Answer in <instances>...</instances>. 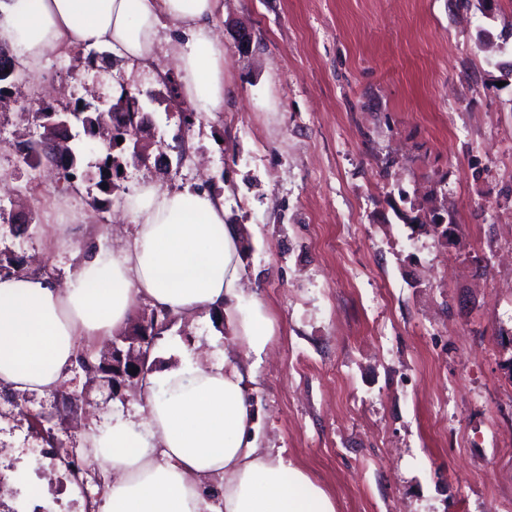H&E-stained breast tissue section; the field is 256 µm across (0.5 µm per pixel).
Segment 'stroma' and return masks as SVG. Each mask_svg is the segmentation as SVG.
I'll use <instances>...</instances> for the list:
<instances>
[{
	"mask_svg": "<svg viewBox=\"0 0 512 512\" xmlns=\"http://www.w3.org/2000/svg\"><path fill=\"white\" fill-rule=\"evenodd\" d=\"M247 26L248 49L230 27ZM224 110L177 106L170 24L151 72L113 62L97 85L87 49L52 54L0 99V252L73 273L58 229L103 251L128 241L125 198L161 188L224 196L241 228L244 282L275 325L249 359L260 447L302 464L336 512H512V0H219ZM156 94L148 164L120 152L119 190L95 210L94 179L63 188L33 173L18 146L39 140L42 86L57 108L111 95L113 83ZM456 213L453 238L428 224ZM219 360L233 341L221 320L176 317L155 340V365L178 346ZM67 402L0 397V475L27 481L0 512H84L105 475L87 458L81 497L42 455L29 413L51 420L66 447L114 413H135L139 386L106 399L73 372Z\"/></svg>",
	"mask_w": 512,
	"mask_h": 512,
	"instance_id": "35a3bbf8",
	"label": "stroma"
}]
</instances>
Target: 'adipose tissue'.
Returning a JSON list of instances; mask_svg holds the SVG:
<instances>
[{"label": "adipose tissue", "instance_id": "obj_1", "mask_svg": "<svg viewBox=\"0 0 512 512\" xmlns=\"http://www.w3.org/2000/svg\"><path fill=\"white\" fill-rule=\"evenodd\" d=\"M218 0H0V44L33 73L48 55L102 48L129 67L150 68L161 20L179 97L215 114L224 109V43L213 27ZM134 226L109 253L78 247L79 264L58 284L39 271L0 275V389L60 392L81 338L122 330L138 302L172 315L213 310L236 346L213 362L182 352L151 371L140 414H113L84 436L108 475L89 512H336L324 487L300 465L258 447L251 377L242 358L261 354L274 324L243 288L236 225L224 199L144 181L127 199Z\"/></svg>", "mask_w": 512, "mask_h": 512}]
</instances>
